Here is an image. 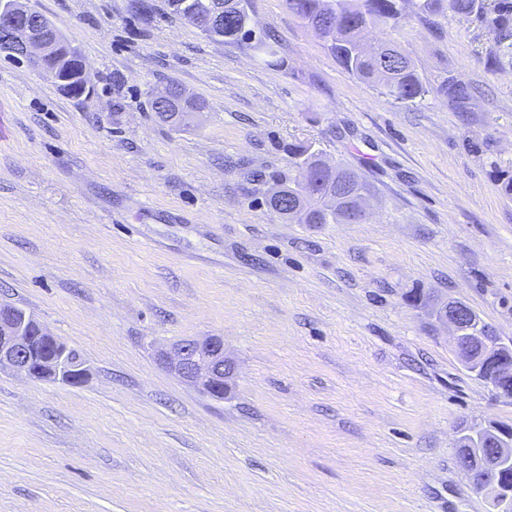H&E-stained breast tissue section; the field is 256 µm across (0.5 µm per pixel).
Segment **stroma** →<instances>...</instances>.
<instances>
[{
  "mask_svg": "<svg viewBox=\"0 0 512 512\" xmlns=\"http://www.w3.org/2000/svg\"><path fill=\"white\" fill-rule=\"evenodd\" d=\"M86 56L90 97L0 58V303L79 352L77 385L0 367V512H489L457 462L512 424L423 292L512 341V54L480 23L393 34L426 89L350 76L286 0H250L280 63L166 0H25ZM465 84L462 104L449 80ZM194 127L148 109L170 82ZM309 144L370 190L360 224L282 221L252 182ZM220 338L224 399L158 359Z\"/></svg>",
  "mask_w": 512,
  "mask_h": 512,
  "instance_id": "obj_1",
  "label": "stroma"
}]
</instances>
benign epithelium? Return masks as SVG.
<instances>
[{"label":"benign epithelium","mask_w":512,"mask_h":512,"mask_svg":"<svg viewBox=\"0 0 512 512\" xmlns=\"http://www.w3.org/2000/svg\"><path fill=\"white\" fill-rule=\"evenodd\" d=\"M31 16L33 11L22 0H0V32L11 44L12 54L41 70L64 93H71L69 80L60 72L59 38L48 34L44 19L34 21ZM441 322L451 328L460 360L468 363L469 356L480 351L483 365L477 371L481 381L497 395L511 399L512 360L505 359L502 351L511 349L512 343H505L493 330L482 334L478 329L465 328L463 314L455 308L443 310ZM162 359L184 383L213 399L224 398L234 374L233 362L224 355V343L217 337L181 340L162 353ZM3 365L66 384L85 377V371L71 363L65 350L46 359L37 358L26 324L16 321L6 310H0V366ZM474 465L469 455L459 459L460 468L474 476L475 487L488 498L492 510L505 512L504 503H512V492L502 488L498 476L512 467V446L501 444L485 456L481 468L475 470Z\"/></svg>","instance_id":"7a95c632"}]
</instances>
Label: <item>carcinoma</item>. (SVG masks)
I'll list each match as a JSON object with an SVG mask.
<instances>
[{"mask_svg": "<svg viewBox=\"0 0 512 512\" xmlns=\"http://www.w3.org/2000/svg\"><path fill=\"white\" fill-rule=\"evenodd\" d=\"M288 9L311 27L336 55L350 75L373 84L382 94L396 102H412L425 94L415 68L399 45L386 39L368 47L362 33L369 27L393 31L407 19L408 5L418 13L432 15L446 10L453 16L474 18L490 31L506 39L512 36V0H286ZM249 0H168L171 12L189 22L194 18L214 15L213 26L200 32L214 42L246 44L263 62H278L276 41L271 35L255 30L248 13ZM206 105L191 100L171 106L170 110L150 101V110L162 123L174 128L189 125L196 113ZM293 161L286 171L259 173L256 180L281 192L276 199L266 196V204L288 222L299 224H349L354 205L348 193H339L340 183L349 184V193L361 197L368 194L363 178L347 166L325 163L310 147L300 145L292 150ZM464 432L483 433L488 442L479 450L470 447V438L463 437L458 454L474 455L483 460V453L499 447L512 438V426L504 423L489 432L483 424H475Z\"/></svg>", "mask_w": 512, "mask_h": 512, "instance_id": "carcinoma-1", "label": "carcinoma"}]
</instances>
